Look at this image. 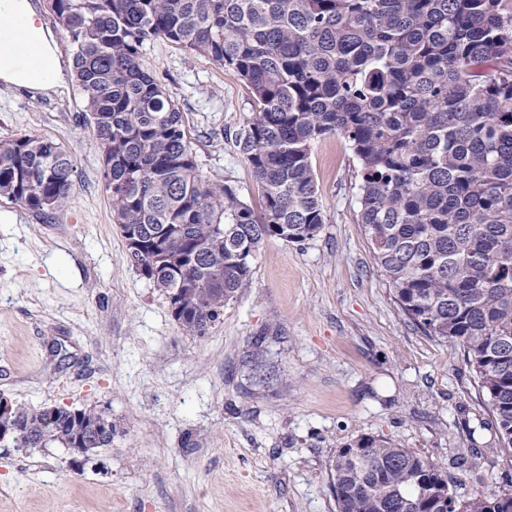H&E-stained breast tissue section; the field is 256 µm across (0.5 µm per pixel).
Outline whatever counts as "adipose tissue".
<instances>
[{"mask_svg": "<svg viewBox=\"0 0 512 512\" xmlns=\"http://www.w3.org/2000/svg\"><path fill=\"white\" fill-rule=\"evenodd\" d=\"M69 77L59 43L33 0H0V86L49 95Z\"/></svg>", "mask_w": 512, "mask_h": 512, "instance_id": "ef3b65f1", "label": "adipose tissue"}]
</instances>
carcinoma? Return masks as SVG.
<instances>
[{"instance_id": "1", "label": "carcinoma", "mask_w": 512, "mask_h": 512, "mask_svg": "<svg viewBox=\"0 0 512 512\" xmlns=\"http://www.w3.org/2000/svg\"><path fill=\"white\" fill-rule=\"evenodd\" d=\"M94 124L114 223L135 237L131 266L190 336H206L250 280L265 240L303 242L324 224L313 145L345 139L359 163L358 223L403 315L463 348L497 440L512 455V0H52ZM167 40L235 70L256 112L236 145L261 212L209 183L172 93L142 48ZM66 150L0 140V196L64 206ZM18 406L22 448L55 441L94 453L115 427ZM365 449L360 458L350 452ZM338 512H512V495L441 505L440 468L362 436L331 469Z\"/></svg>"}]
</instances>
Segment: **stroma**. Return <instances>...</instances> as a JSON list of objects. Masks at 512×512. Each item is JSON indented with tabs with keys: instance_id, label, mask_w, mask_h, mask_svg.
<instances>
[{
	"instance_id": "obj_1",
	"label": "stroma",
	"mask_w": 512,
	"mask_h": 512,
	"mask_svg": "<svg viewBox=\"0 0 512 512\" xmlns=\"http://www.w3.org/2000/svg\"><path fill=\"white\" fill-rule=\"evenodd\" d=\"M143 57L203 179L260 208L236 146L255 112L246 83L162 39ZM85 115L72 82L50 97L0 88V140L51 139L76 167L56 210L0 196V396L103 410L115 433L78 467L58 443L0 446V512H338L330 465L364 435L435 463L458 495L512 493L462 348L408 320L374 263L342 137L311 151L320 232L267 240L199 338L129 264Z\"/></svg>"
}]
</instances>
